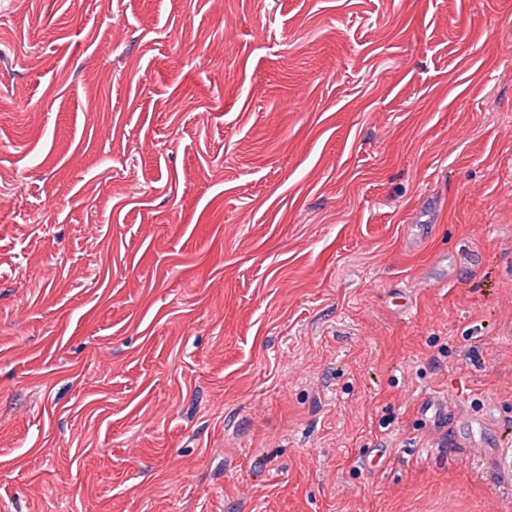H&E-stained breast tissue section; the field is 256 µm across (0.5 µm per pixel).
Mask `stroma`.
I'll list each match as a JSON object with an SVG mask.
<instances>
[{
	"mask_svg": "<svg viewBox=\"0 0 512 512\" xmlns=\"http://www.w3.org/2000/svg\"><path fill=\"white\" fill-rule=\"evenodd\" d=\"M447 497L512 512V0H0V512ZM419 410L427 420L437 427H442L448 430V400L446 397H441L437 394H429L424 397L419 405Z\"/></svg>",
	"mask_w": 512,
	"mask_h": 512,
	"instance_id": "stroma-1",
	"label": "stroma"
}]
</instances>
